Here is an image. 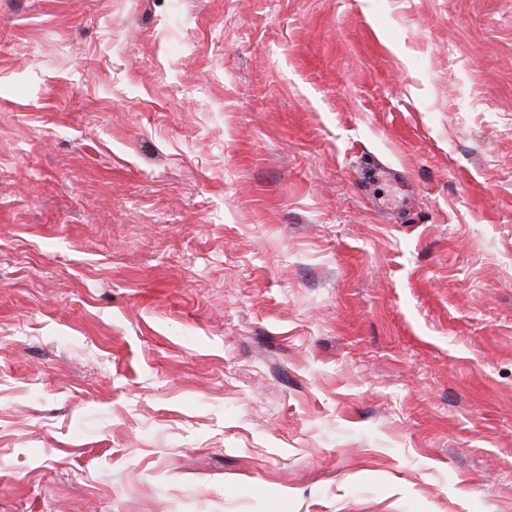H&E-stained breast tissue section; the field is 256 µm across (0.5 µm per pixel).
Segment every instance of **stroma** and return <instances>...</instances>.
Wrapping results in <instances>:
<instances>
[{
	"instance_id": "1",
	"label": "stroma",
	"mask_w": 512,
	"mask_h": 512,
	"mask_svg": "<svg viewBox=\"0 0 512 512\" xmlns=\"http://www.w3.org/2000/svg\"><path fill=\"white\" fill-rule=\"evenodd\" d=\"M0 512H512V0H0Z\"/></svg>"
}]
</instances>
